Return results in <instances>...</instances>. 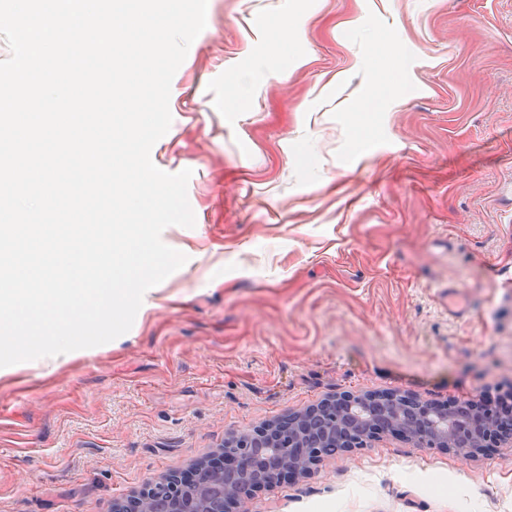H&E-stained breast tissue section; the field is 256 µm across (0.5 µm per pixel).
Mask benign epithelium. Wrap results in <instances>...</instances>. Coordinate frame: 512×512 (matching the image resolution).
Listing matches in <instances>:
<instances>
[{"instance_id":"benign-epithelium-1","label":"benign epithelium","mask_w":512,"mask_h":512,"mask_svg":"<svg viewBox=\"0 0 512 512\" xmlns=\"http://www.w3.org/2000/svg\"><path fill=\"white\" fill-rule=\"evenodd\" d=\"M385 435L468 455L478 448L512 447V413L452 408L398 393L338 395L278 423L232 434L230 447L196 466L190 478L170 470L116 512H155L159 493L164 512H229L281 480L307 475L326 457L369 448Z\"/></svg>"}]
</instances>
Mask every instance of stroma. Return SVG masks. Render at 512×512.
<instances>
[{
  "label": "stroma",
  "instance_id": "stroma-1",
  "mask_svg": "<svg viewBox=\"0 0 512 512\" xmlns=\"http://www.w3.org/2000/svg\"><path fill=\"white\" fill-rule=\"evenodd\" d=\"M380 35L411 93L356 151ZM169 106L151 159L192 171L195 225L162 233L187 261L126 334L0 368V512H112L332 395L512 389V0H208ZM239 510L512 512V447L386 436ZM247 106L243 89V78L235 74L225 77L224 107L228 112H242Z\"/></svg>",
  "mask_w": 512,
  "mask_h": 512
}]
</instances>
